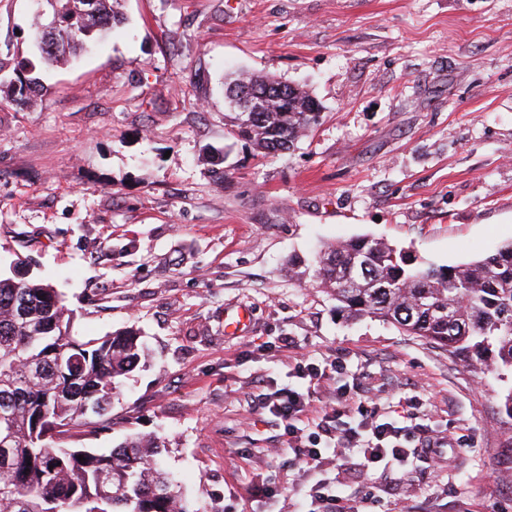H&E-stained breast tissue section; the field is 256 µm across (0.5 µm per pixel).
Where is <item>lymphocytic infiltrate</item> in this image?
<instances>
[{"label":"lymphocytic infiltrate","mask_w":512,"mask_h":512,"mask_svg":"<svg viewBox=\"0 0 512 512\" xmlns=\"http://www.w3.org/2000/svg\"><path fill=\"white\" fill-rule=\"evenodd\" d=\"M312 398V393L283 388L274 392L268 403L269 410L286 425L288 448L299 468L318 467L328 452L339 462L354 457L358 465L352 480L360 484L368 480L376 463L403 471L407 469L409 459L423 455L432 463V477H439L443 468L441 450L448 443L442 433H424L417 446L409 448L403 446V429L395 423L367 415L357 426L346 425L344 417L350 413L354 401L346 391L325 403L315 427L309 428L302 425L301 418Z\"/></svg>","instance_id":"f902f5d3"}]
</instances>
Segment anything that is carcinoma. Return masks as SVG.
<instances>
[{"label": "carcinoma", "instance_id": "obj_1", "mask_svg": "<svg viewBox=\"0 0 512 512\" xmlns=\"http://www.w3.org/2000/svg\"><path fill=\"white\" fill-rule=\"evenodd\" d=\"M72 2L55 0L61 25L38 46L44 65L67 60L123 20L118 0H93L83 18L71 13ZM36 69L27 58H0V76L9 74L21 97L40 87ZM226 96L231 131L264 155L290 149L319 113L305 88L266 75L236 76ZM250 98L261 99L263 111H241ZM290 264L298 279L330 290L348 317L378 318L454 355L512 370V242L435 267L366 235ZM72 320L51 286L0 277V409L10 413L9 423H0L10 437L0 442V512H66L78 499L105 512H196L157 467L159 438L130 436L108 452L61 442L111 414L121 378L140 361L133 332L77 338ZM104 483L112 485V499L99 505Z\"/></svg>", "mask_w": 512, "mask_h": 512}]
</instances>
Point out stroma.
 <instances>
[{
    "instance_id": "35a3bbf8",
    "label": "stroma",
    "mask_w": 512,
    "mask_h": 512,
    "mask_svg": "<svg viewBox=\"0 0 512 512\" xmlns=\"http://www.w3.org/2000/svg\"><path fill=\"white\" fill-rule=\"evenodd\" d=\"M125 24L18 102L0 85V273L24 260L77 336L132 329L145 355L85 439L163 435L198 512H310L267 413L305 388L296 351L374 393L413 434L446 431L441 478L376 469L369 512H512V419L497 371L376 318L339 316L292 256L369 235L436 266L512 241V0H120ZM32 0H0V52L32 56ZM306 86L290 150L230 133L228 73ZM243 310L249 330L226 332ZM294 481L298 492L275 490Z\"/></svg>"
}]
</instances>
